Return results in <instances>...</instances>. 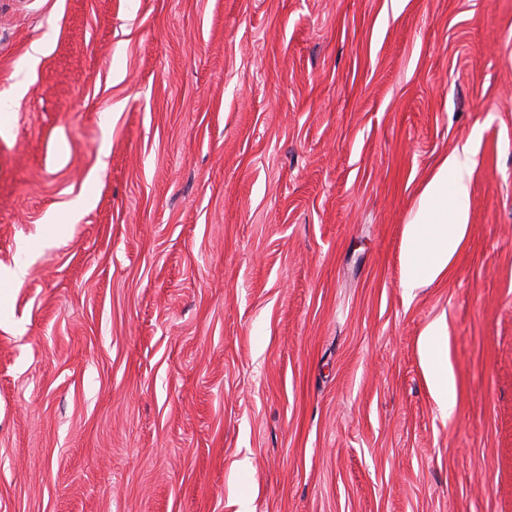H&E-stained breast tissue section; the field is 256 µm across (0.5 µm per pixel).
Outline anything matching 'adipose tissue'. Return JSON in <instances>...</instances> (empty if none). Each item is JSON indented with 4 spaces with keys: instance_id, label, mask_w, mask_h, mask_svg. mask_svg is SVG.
<instances>
[{
    "instance_id": "ef3b65f1",
    "label": "adipose tissue",
    "mask_w": 512,
    "mask_h": 512,
    "mask_svg": "<svg viewBox=\"0 0 512 512\" xmlns=\"http://www.w3.org/2000/svg\"><path fill=\"white\" fill-rule=\"evenodd\" d=\"M471 149L446 156L426 183L419 206L403 233L402 285L414 290L434 282L447 268L469 222ZM446 332L431 324L420 338V354L431 392L445 412L454 409V374L448 363Z\"/></svg>"
}]
</instances>
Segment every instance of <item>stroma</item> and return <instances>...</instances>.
I'll return each mask as SVG.
<instances>
[{"mask_svg":"<svg viewBox=\"0 0 512 512\" xmlns=\"http://www.w3.org/2000/svg\"><path fill=\"white\" fill-rule=\"evenodd\" d=\"M465 144L467 232L407 293ZM19 265L0 512H512V0H0ZM470 155V147L464 145L442 160L405 225L402 285L410 292L438 278L467 231ZM445 329L432 323L420 337V354L426 370L431 392L444 412L452 414L454 409V374L448 363L445 347Z\"/></svg>","mask_w":512,"mask_h":512,"instance_id":"1","label":"stroma"}]
</instances>
